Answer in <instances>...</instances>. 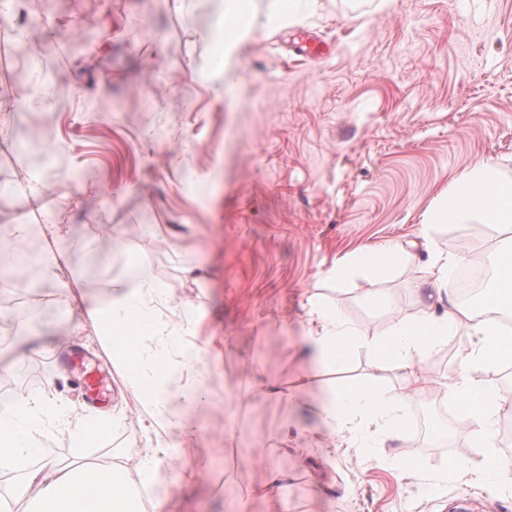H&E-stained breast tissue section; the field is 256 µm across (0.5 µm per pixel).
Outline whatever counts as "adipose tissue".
I'll return each mask as SVG.
<instances>
[{
  "label": "adipose tissue",
  "instance_id": "adipose-tissue-1",
  "mask_svg": "<svg viewBox=\"0 0 512 512\" xmlns=\"http://www.w3.org/2000/svg\"><path fill=\"white\" fill-rule=\"evenodd\" d=\"M217 29V54L207 70L223 76L250 36L246 0H222ZM423 222L429 231L421 240L370 245L331 271L339 281L361 280L362 295L372 299L377 295L373 287L377 277L417 260L419 284L427 297L419 314L394 318L373 335L364 336L336 308L317 302L310 306L312 328L303 343L313 363L333 371L347 366L356 345H365L374 372L382 375L398 366L404 368L401 384L340 389L329 402L315 406L314 412L322 418L326 435L349 448L364 449L370 435L403 441L405 407L431 389L423 371L430 352L449 337H459V374L444 388L456 403L462 424L470 428L480 458L453 466L452 471L489 492L512 494V476L498 471L502 458L497 428L501 415L512 411V396L486 379L489 372L512 365V331L498 317L503 304L512 300V235L490 255L498 275L495 288L488 290L480 305L473 306L458 302L449 286L451 273L469 263L468 251H441L431 234L439 224H488L512 232V180L502 177L494 160H475L426 211ZM166 300L165 290L142 270L114 282L110 300L92 307L89 316L100 326L103 345L125 387L149 406L159 426L182 431L187 427L183 402L188 394L201 392L216 363L204 353L181 348L159 329L155 306ZM103 424L112 428L118 421L73 414L42 390L0 409V461L20 474L29 512H167L168 499H155L146 507L140 490L154 487L165 472L173 481H181L187 464L166 468L161 459L153 457L132 471L122 465L44 459L38 437L48 428L66 431L87 447ZM34 459L40 465L33 469L29 463Z\"/></svg>",
  "mask_w": 512,
  "mask_h": 512
}]
</instances>
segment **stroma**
Masks as SVG:
<instances>
[{"instance_id":"35a3bbf8","label":"stroma","mask_w":512,"mask_h":512,"mask_svg":"<svg viewBox=\"0 0 512 512\" xmlns=\"http://www.w3.org/2000/svg\"><path fill=\"white\" fill-rule=\"evenodd\" d=\"M271 0H250L251 36L225 80L200 73L212 51L216 0H18L0 24V102L11 103V141L0 142V227L23 219L36 239L15 242L23 264L0 294V406L50 384L80 406L79 375L58 370L44 337L66 336L102 355L89 306L140 260L167 290L159 326L177 328L217 369L186 413L192 434L169 433L185 461L206 472L170 489L176 512H270L263 459L287 478L288 512H442L478 499L512 512L466 478L441 489L386 466L400 454L425 475L480 454L441 380L457 372L458 338L429 355L434 387L408 404L403 442L371 440L369 458L323 437L292 393L324 402L331 385L369 381L370 353L356 346L336 375L299 353L310 297L334 304L373 334L424 302L420 271L380 279L378 301L332 268L368 245L420 239L423 216L476 159L512 179V0H314L280 23ZM325 43L304 56L306 40ZM41 57L54 95L33 97L22 78ZM61 174L42 208L24 188L37 170ZM505 230L444 224L436 246L487 255ZM57 255L72 311L46 291L43 260ZM275 386V394L264 386ZM108 415L121 425L92 446L44 432L54 459L135 467L157 451L153 422L120 378ZM445 410L443 449L414 425Z\"/></svg>"}]
</instances>
